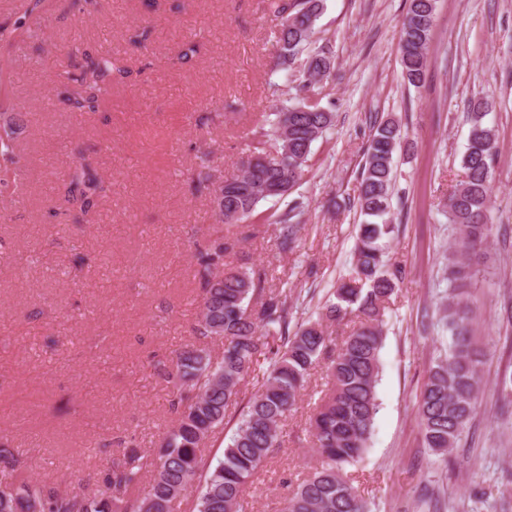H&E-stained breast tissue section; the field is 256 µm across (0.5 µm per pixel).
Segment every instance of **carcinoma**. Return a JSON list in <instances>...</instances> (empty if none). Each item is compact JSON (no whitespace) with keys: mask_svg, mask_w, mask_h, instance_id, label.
Returning <instances> with one entry per match:
<instances>
[{"mask_svg":"<svg viewBox=\"0 0 512 512\" xmlns=\"http://www.w3.org/2000/svg\"><path fill=\"white\" fill-rule=\"evenodd\" d=\"M281 19L276 35L278 71L290 73L309 42L323 10V0H268ZM436 0H410L400 27L402 74L419 87L427 68V49L435 23ZM81 56L74 71L63 59L48 68L59 84L58 102L70 112L99 111L111 96L112 80L126 73L112 51L91 52L78 43L67 56ZM307 77L297 86L304 96L262 115L244 152L264 155L252 171L198 181L194 189L208 196L216 238L199 250L195 276L202 284L193 335L222 343V359L209 350L187 346L176 355L180 382L170 408L174 421L157 451L143 456L134 450L112 460L106 490L98 494L66 492L47 481L16 482L19 463L9 448H0V512H174V503L195 489L192 512H246L247 485L282 445L281 424L297 404L314 365L326 360L327 390L311 418L312 449L321 465L299 482L285 499L282 512H372L349 482L345 469L368 452L378 412L383 322L389 299L402 277L386 260L387 240L395 225L387 219L394 187V154L403 141L394 121L373 122L360 173L357 206L362 216L354 248L353 272L342 278L316 320L289 329L288 289L265 288L266 273L229 267L226 257L239 245L275 227L279 248H297L302 203L249 224L260 203L286 198L302 181L311 147L334 126L335 113L320 106L315 86L332 75L331 56L307 57ZM0 187L6 177L27 169V159L14 144L15 115L0 102ZM487 106H470V136L462 163L465 179L448 197V223L458 226V239L448 258V304L443 316L451 342L429 369L418 402L425 444L445 456L455 447L476 414L480 388V355L469 343V312L461 304L462 289L473 278L461 257L481 246L490 233L491 177L497 150L493 129L485 122ZM63 202L75 220L94 212L112 183L98 175L81 151L63 179ZM244 223V231L224 233V225ZM354 317L346 336L328 332V324ZM268 362L259 390L242 407L241 387L252 368ZM233 415L234 433L223 459L206 467L201 446Z\"/></svg>","mask_w":512,"mask_h":512,"instance_id":"1","label":"carcinoma"}]
</instances>
